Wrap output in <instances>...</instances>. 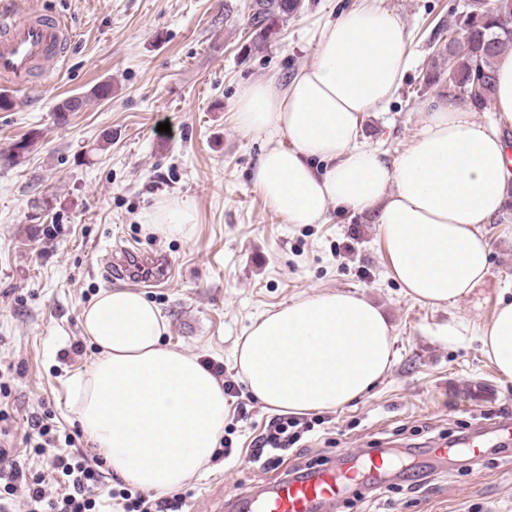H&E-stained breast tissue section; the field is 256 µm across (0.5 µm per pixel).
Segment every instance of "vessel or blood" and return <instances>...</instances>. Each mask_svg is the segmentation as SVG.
<instances>
[{
    "label": "vessel or blood",
    "instance_id": "b4317fda",
    "mask_svg": "<svg viewBox=\"0 0 512 512\" xmlns=\"http://www.w3.org/2000/svg\"><path fill=\"white\" fill-rule=\"evenodd\" d=\"M70 34L60 17L38 12L21 15L0 11V78L23 85L36 64L52 69L67 52ZM141 268L139 279L148 283L163 278L166 265L154 257L123 246L116 259L107 261L108 269L129 275L131 264ZM390 461L377 455L352 459L342 471L332 467L315 469L298 480H285L258 493H243L241 512H331L337 500L352 487L379 482L391 472Z\"/></svg>",
    "mask_w": 512,
    "mask_h": 512
}]
</instances>
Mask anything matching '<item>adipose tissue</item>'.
I'll return each instance as SVG.
<instances>
[{"instance_id":"1","label":"adipose tissue","mask_w":512,"mask_h":512,"mask_svg":"<svg viewBox=\"0 0 512 512\" xmlns=\"http://www.w3.org/2000/svg\"><path fill=\"white\" fill-rule=\"evenodd\" d=\"M411 58L398 15L361 0L320 33L313 61L286 86L244 85L232 121L265 135L255 184L291 224H321L331 207L375 211L391 277L405 296L456 306L490 274L483 227L499 214L512 172L500 128L512 125V53L496 66L493 122L441 98L413 142L387 157L360 140L365 113L391 101ZM288 144H281L280 136ZM150 229L188 235L190 204L159 202ZM97 349L76 381L73 406L112 471L164 493L215 457L224 433V386L197 357L163 342L168 324L129 290L101 292L83 312ZM480 336L497 372L512 380V299L502 298ZM394 328L381 308L351 293L322 292L253 323L234 352L250 392L276 411L337 409L389 371Z\"/></svg>"}]
</instances>
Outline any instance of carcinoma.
<instances>
[{
    "label": "carcinoma",
    "instance_id": "1",
    "mask_svg": "<svg viewBox=\"0 0 512 512\" xmlns=\"http://www.w3.org/2000/svg\"><path fill=\"white\" fill-rule=\"evenodd\" d=\"M299 10V0H254L247 16L252 46L260 47L276 33L280 22ZM512 50V0H497L487 11L482 0H469L466 10L453 11L448 40L432 56L424 79L439 86L444 73L453 75L451 90L474 111H484L494 99L495 62Z\"/></svg>",
    "mask_w": 512,
    "mask_h": 512
}]
</instances>
